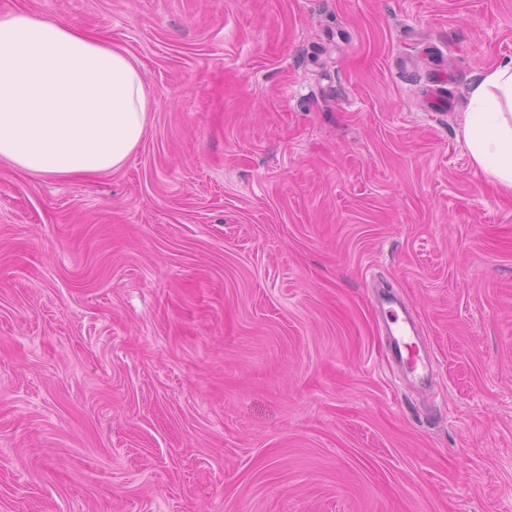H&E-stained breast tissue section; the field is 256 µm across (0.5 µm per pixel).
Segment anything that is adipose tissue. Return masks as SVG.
<instances>
[{
  "label": "adipose tissue",
  "instance_id": "obj_1",
  "mask_svg": "<svg viewBox=\"0 0 512 512\" xmlns=\"http://www.w3.org/2000/svg\"><path fill=\"white\" fill-rule=\"evenodd\" d=\"M148 113L126 53L25 11L0 19V159L32 174L108 172L140 144ZM458 122L477 172L512 194V60L471 83Z\"/></svg>",
  "mask_w": 512,
  "mask_h": 512
}]
</instances>
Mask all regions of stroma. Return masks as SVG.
Masks as SVG:
<instances>
[{
	"mask_svg": "<svg viewBox=\"0 0 512 512\" xmlns=\"http://www.w3.org/2000/svg\"><path fill=\"white\" fill-rule=\"evenodd\" d=\"M21 9L129 52L149 125L0 160V512H512V196L458 123L512 0ZM388 305V309L385 308ZM395 302L387 300L379 306L382 313L384 324L391 336L390 346L393 351L394 359L397 361H404L402 350H405L409 356V361L413 360V370L421 369L425 372L428 369V364L420 356L415 357L418 350V345L414 342L417 339V332L412 320L403 316L400 318L398 311L395 309ZM401 320V324L399 321ZM394 325L395 327H392ZM408 359L406 362L408 363Z\"/></svg>",
	"mask_w": 512,
	"mask_h": 512,
	"instance_id": "1",
	"label": "stroma"
}]
</instances>
